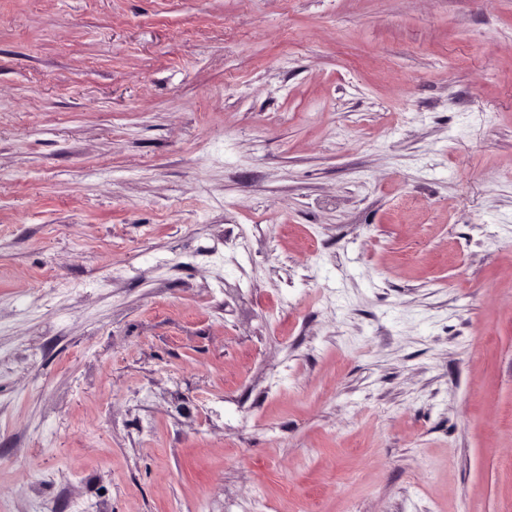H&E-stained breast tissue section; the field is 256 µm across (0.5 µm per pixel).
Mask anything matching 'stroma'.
Listing matches in <instances>:
<instances>
[{"mask_svg": "<svg viewBox=\"0 0 512 512\" xmlns=\"http://www.w3.org/2000/svg\"><path fill=\"white\" fill-rule=\"evenodd\" d=\"M0 512H512V0H0Z\"/></svg>", "mask_w": 512, "mask_h": 512, "instance_id": "35a3bbf8", "label": "stroma"}]
</instances>
